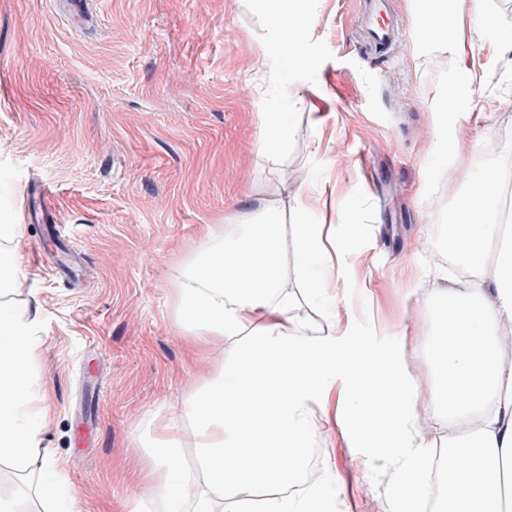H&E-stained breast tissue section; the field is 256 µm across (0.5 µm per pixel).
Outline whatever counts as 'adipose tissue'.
<instances>
[{"mask_svg": "<svg viewBox=\"0 0 512 512\" xmlns=\"http://www.w3.org/2000/svg\"><path fill=\"white\" fill-rule=\"evenodd\" d=\"M429 3L415 5L424 40L456 48L455 20ZM252 7L286 54L304 67L315 65L303 40L314 21L310 12L292 0H252ZM498 174V167L486 168L469 198L448 215V236L472 275L435 310L427 338L435 379L426 394L393 353L369 351L360 339L337 337L295 315L273 205L262 201L254 216L204 225L201 250L175 290L177 323L191 350L219 339L233 352L182 409L203 476L183 470L173 420L156 418L149 433L156 467L146 495L127 512H144L150 500L155 512H322L336 482L325 477L303 485V456L313 444L312 422L330 421L329 388L339 376L348 383L344 425L364 441L367 459L404 453L402 512H417L432 489L424 413L451 426L479 423L474 435L449 440L445 448L462 467L445 474L443 512H512V362L504 359L498 334L512 323V247L501 246ZM294 239L302 288L318 294L333 267L326 227L296 224ZM17 276L0 262V460L21 466L40 455L41 512H73L75 495L32 426L46 418L30 409L41 329L28 307L7 299Z\"/></svg>", "mask_w": 512, "mask_h": 512, "instance_id": "obj_1", "label": "adipose tissue"}]
</instances>
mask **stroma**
Masks as SVG:
<instances>
[{
	"label": "stroma",
	"mask_w": 512,
	"mask_h": 512,
	"mask_svg": "<svg viewBox=\"0 0 512 512\" xmlns=\"http://www.w3.org/2000/svg\"><path fill=\"white\" fill-rule=\"evenodd\" d=\"M87 2L98 18L81 25L57 0H0V224L27 227L0 241V260L22 274L11 300L39 302L33 405L49 418L37 429L76 512H126L155 467L144 449L153 421L177 416L203 369L223 365L222 341L201 359L186 351L175 290L204 225L244 201L280 207L292 292L295 198L309 223L332 225L336 270L297 315L395 349L429 390L448 213L487 166L512 174V53L488 51L512 36V0H486L480 47L465 40L452 54L422 41L415 0H392L401 37L377 56L361 46L358 0H311V69L276 50L251 0ZM466 67L478 75L467 110L442 121ZM265 112L294 113L300 133L287 151L262 148ZM42 184L50 203L35 193ZM45 224L67 226L85 269L79 284L36 265ZM93 383L104 395L79 448ZM315 438L326 450L319 473L336 480L327 512H399L400 458L368 462L337 416ZM40 468L37 456L24 469L1 465L0 496L37 512L27 489Z\"/></svg>",
	"instance_id": "obj_1"
}]
</instances>
